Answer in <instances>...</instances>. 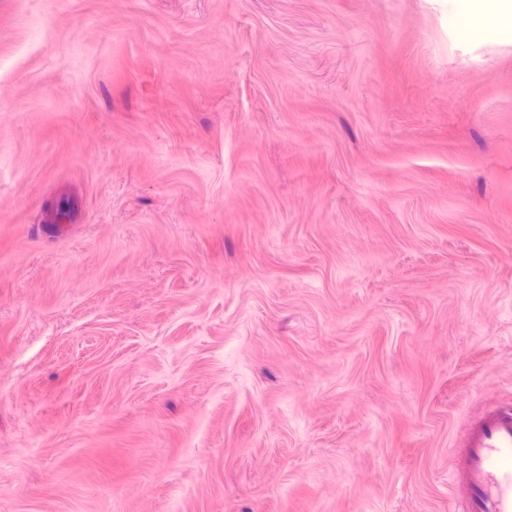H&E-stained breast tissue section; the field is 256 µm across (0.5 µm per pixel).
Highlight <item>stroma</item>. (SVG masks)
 <instances>
[{
	"label": "stroma",
	"instance_id": "35a3bbf8",
	"mask_svg": "<svg viewBox=\"0 0 512 512\" xmlns=\"http://www.w3.org/2000/svg\"><path fill=\"white\" fill-rule=\"evenodd\" d=\"M512 401V41L433 0H0V512H449Z\"/></svg>",
	"mask_w": 512,
	"mask_h": 512
}]
</instances>
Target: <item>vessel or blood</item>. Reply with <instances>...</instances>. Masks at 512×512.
<instances>
[{"label": "vessel or blood", "instance_id": "vessel-or-blood-1", "mask_svg": "<svg viewBox=\"0 0 512 512\" xmlns=\"http://www.w3.org/2000/svg\"><path fill=\"white\" fill-rule=\"evenodd\" d=\"M448 496L455 512H512V402L487 404L464 423Z\"/></svg>", "mask_w": 512, "mask_h": 512}]
</instances>
